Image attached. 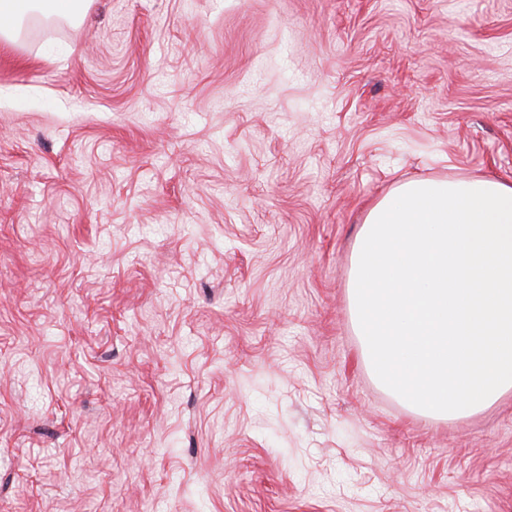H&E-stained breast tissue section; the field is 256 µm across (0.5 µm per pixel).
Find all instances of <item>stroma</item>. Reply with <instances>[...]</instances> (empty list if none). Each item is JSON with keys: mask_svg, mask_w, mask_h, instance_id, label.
I'll return each mask as SVG.
<instances>
[{"mask_svg": "<svg viewBox=\"0 0 512 512\" xmlns=\"http://www.w3.org/2000/svg\"><path fill=\"white\" fill-rule=\"evenodd\" d=\"M0 40V512H512V392L410 410L369 209L512 182V0H92Z\"/></svg>", "mask_w": 512, "mask_h": 512, "instance_id": "35a3bbf8", "label": "stroma"}]
</instances>
